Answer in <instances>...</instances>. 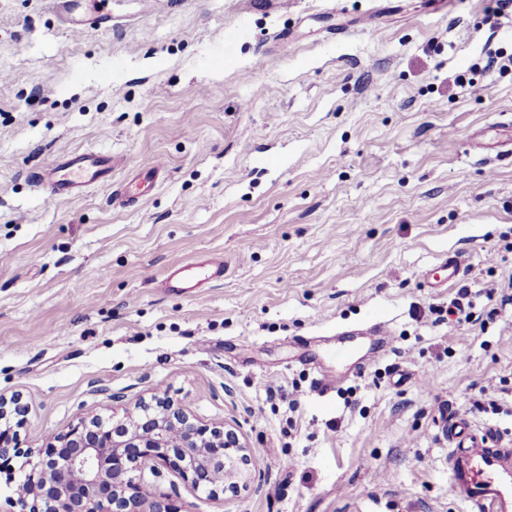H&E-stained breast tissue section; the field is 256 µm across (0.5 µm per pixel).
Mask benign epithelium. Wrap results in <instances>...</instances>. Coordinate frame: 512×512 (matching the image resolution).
<instances>
[{
    "label": "benign epithelium",
    "instance_id": "1",
    "mask_svg": "<svg viewBox=\"0 0 512 512\" xmlns=\"http://www.w3.org/2000/svg\"><path fill=\"white\" fill-rule=\"evenodd\" d=\"M28 406L18 395L0 397V421H25ZM154 462L179 474L193 488L214 486L215 469L225 489L247 485L250 450L234 428L210 426L165 397L141 401L108 427L93 411L53 437L32 464L17 512H172L151 500L135 472Z\"/></svg>",
    "mask_w": 512,
    "mask_h": 512
}]
</instances>
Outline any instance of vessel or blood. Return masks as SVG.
I'll list each match as a JSON object with an SVG mask.
<instances>
[{
	"instance_id": "1",
	"label": "vessel or blood",
	"mask_w": 512,
	"mask_h": 512,
	"mask_svg": "<svg viewBox=\"0 0 512 512\" xmlns=\"http://www.w3.org/2000/svg\"><path fill=\"white\" fill-rule=\"evenodd\" d=\"M61 26L71 32L108 31L112 14L92 6L91 0H50ZM117 160L108 151H73L57 157L36 174L34 184L45 198L82 200L94 185L110 188L113 206H136L147 190L154 187L164 167L152 164L126 184L112 180ZM224 259L204 256L187 263L174 259L163 285L176 292H199L223 282ZM452 447L449 456L451 476L462 492L470 512H512V445L495 433L474 434L458 422L448 431Z\"/></svg>"
}]
</instances>
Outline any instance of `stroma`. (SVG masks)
<instances>
[{"mask_svg": "<svg viewBox=\"0 0 512 512\" xmlns=\"http://www.w3.org/2000/svg\"><path fill=\"white\" fill-rule=\"evenodd\" d=\"M376 2L112 0V31L72 33L0 0V397L30 406L23 450L157 395L251 448L236 493L144 467L179 512H467L446 412L512 441V154L468 148L512 122V70L454 77L512 54V5L393 0L358 27ZM79 149L121 157L118 180L166 172L126 210L103 186L44 199L31 174ZM204 253L223 283L162 288ZM461 287L475 321L432 324ZM376 323L388 351L319 397L328 338Z\"/></svg>", "mask_w": 512, "mask_h": 512, "instance_id": "stroma-1", "label": "stroma"}]
</instances>
